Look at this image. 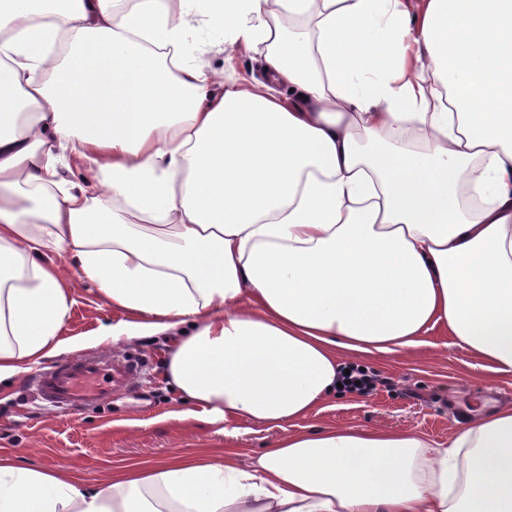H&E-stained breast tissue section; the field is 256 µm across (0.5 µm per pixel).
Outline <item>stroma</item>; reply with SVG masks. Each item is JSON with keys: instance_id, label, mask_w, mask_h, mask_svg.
Here are the masks:
<instances>
[{"instance_id": "35a3bbf8", "label": "stroma", "mask_w": 512, "mask_h": 512, "mask_svg": "<svg viewBox=\"0 0 512 512\" xmlns=\"http://www.w3.org/2000/svg\"><path fill=\"white\" fill-rule=\"evenodd\" d=\"M202 60L228 80L246 83L263 76L254 53L240 45L205 53ZM72 285L74 303L63 336L78 339L80 355L108 353L111 348L98 344L97 338L117 322L119 311L95 282L77 278ZM113 349L121 356L136 355L143 368L129 386L113 391L109 406L78 419L40 401L25 378L1 389L0 456L45 470L61 467L92 485L119 466L223 447L224 439L213 426L182 417V404L163 381L161 342L123 341ZM343 361L373 372L374 391L338 394L325 409L303 421L305 430L414 426L445 444L466 411L512 404V374L490 376L477 357L436 331L411 352L347 355Z\"/></svg>"}]
</instances>
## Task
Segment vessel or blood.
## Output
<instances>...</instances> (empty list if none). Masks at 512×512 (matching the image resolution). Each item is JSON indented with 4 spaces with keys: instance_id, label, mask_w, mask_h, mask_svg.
<instances>
[{
    "instance_id": "1",
    "label": "vessel or blood",
    "mask_w": 512,
    "mask_h": 512,
    "mask_svg": "<svg viewBox=\"0 0 512 512\" xmlns=\"http://www.w3.org/2000/svg\"><path fill=\"white\" fill-rule=\"evenodd\" d=\"M133 360L112 361L90 356L53 366L37 374L33 385L37 396L74 417L84 409L99 405L137 372Z\"/></svg>"
}]
</instances>
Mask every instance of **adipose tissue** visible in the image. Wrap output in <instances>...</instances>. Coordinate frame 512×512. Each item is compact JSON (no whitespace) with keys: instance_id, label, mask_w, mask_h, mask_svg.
<instances>
[{"instance_id":"obj_1","label":"adipose tissue","mask_w":512,"mask_h":512,"mask_svg":"<svg viewBox=\"0 0 512 512\" xmlns=\"http://www.w3.org/2000/svg\"><path fill=\"white\" fill-rule=\"evenodd\" d=\"M267 3L0 0V382L77 351L68 253L198 415L280 431L95 485L0 456V512H512V405L292 429L345 351L512 373V0H278L303 44ZM236 45L264 77L217 85ZM233 425L237 427V430L236 437L232 441L241 450L240 462L242 464H247L255 452L267 448V445L279 434L277 429H269L267 426L249 421L236 422Z\"/></svg>"}]
</instances>
